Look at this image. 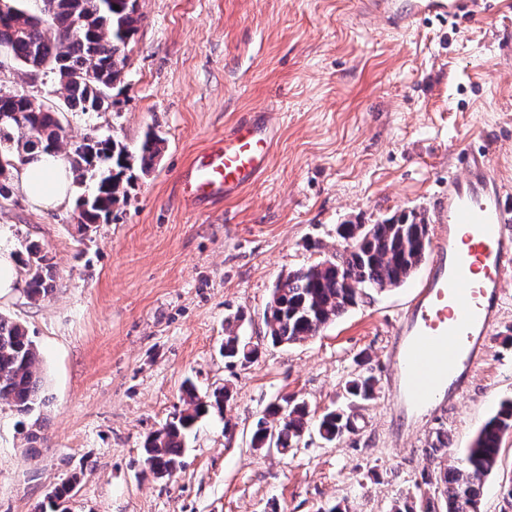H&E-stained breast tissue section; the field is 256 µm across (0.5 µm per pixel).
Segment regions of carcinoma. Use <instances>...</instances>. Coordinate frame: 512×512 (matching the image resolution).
<instances>
[{
	"mask_svg": "<svg viewBox=\"0 0 512 512\" xmlns=\"http://www.w3.org/2000/svg\"><path fill=\"white\" fill-rule=\"evenodd\" d=\"M137 0H42L41 15L8 0L10 18L0 19V52L25 71L52 77L62 106H47L23 90L0 96V114L18 118L0 121V198L12 193L13 170L55 148L76 175V184L95 180L92 192L76 198L78 231L92 224L110 222L112 214L128 198L126 171L138 164L143 174L156 165L165 140L153 131L145 133L137 154L121 141L95 129L81 141L68 144L64 113L99 112L115 106L112 90L124 83L126 49L136 34L142 14ZM119 9H114V6ZM336 234L344 243L324 259L282 275L267 304L264 338L272 345L290 346L317 335L342 317L371 292H382L405 283L421 265L429 243L428 224L415 214L396 224H338ZM20 263L27 275V297L48 298L55 289V270L40 245L25 246ZM240 317L226 320L224 359L245 365L258 355V345L239 335ZM40 353L28 328L0 315V400L20 417L30 443L44 440L42 396L44 379ZM377 378L356 373L345 384L354 401L376 398ZM230 397L228 387L198 395L193 383L184 386V407L171 421L150 434L142 452L153 476L169 478L183 465L185 438L197 420L209 411L223 412ZM309 426V410L303 402L283 397L272 403L252 434L254 448L275 447L282 454L296 448ZM351 426L343 410L325 412L318 420L322 439L333 442ZM512 431V396L499 403L495 415L484 422L469 447L451 463L439 468L433 494L422 492L396 500L391 512H437L435 498L443 500V512H480V496L488 477L498 468L503 438ZM74 489L71 482L47 496L51 512H58Z\"/></svg>",
	"mask_w": 512,
	"mask_h": 512,
	"instance_id": "carcinoma-1",
	"label": "carcinoma"
}]
</instances>
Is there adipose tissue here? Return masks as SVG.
<instances>
[{
	"label": "adipose tissue",
	"mask_w": 512,
	"mask_h": 512,
	"mask_svg": "<svg viewBox=\"0 0 512 512\" xmlns=\"http://www.w3.org/2000/svg\"><path fill=\"white\" fill-rule=\"evenodd\" d=\"M71 180L69 167L47 155L24 165L17 174L23 194L33 206L43 210L70 202Z\"/></svg>",
	"instance_id": "ef3b65f1"
}]
</instances>
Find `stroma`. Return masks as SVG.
<instances>
[{"label":"stroma","mask_w":512,"mask_h":512,"mask_svg":"<svg viewBox=\"0 0 512 512\" xmlns=\"http://www.w3.org/2000/svg\"><path fill=\"white\" fill-rule=\"evenodd\" d=\"M139 8L117 106L66 113L64 125L68 141L96 128L132 151L155 130L166 140L155 168L135 173L127 203L83 234L74 205L38 211L17 189L0 200V247L39 242L56 270L46 300L27 298L21 269L0 294V313L37 343L49 398L33 448L0 402V512H33L71 479L69 512H388L429 490L435 466L423 448L440 433L450 449L468 447L512 396V272L473 377L421 411L400 404L391 351L428 266L295 345L264 343V311L279 276L339 249L337 225L412 210L433 223L461 151L486 155L512 194V0H480L474 13L404 33L364 18L357 0ZM248 117L275 133L266 173L234 200L185 207L183 167ZM238 313L260 354L230 366L221 346ZM363 356L379 390L352 407L343 386ZM187 381L201 394L230 386L231 397L197 424L176 475L157 479L142 444L182 409ZM283 396L315 419L350 408L353 428L333 443L312 428L288 453L253 451L257 421ZM511 484L512 433L481 512H512Z\"/></svg>","instance_id":"stroma-1"}]
</instances>
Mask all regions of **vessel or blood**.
<instances>
[{
    "label": "vessel or blood",
    "mask_w": 512,
    "mask_h": 512,
    "mask_svg": "<svg viewBox=\"0 0 512 512\" xmlns=\"http://www.w3.org/2000/svg\"><path fill=\"white\" fill-rule=\"evenodd\" d=\"M474 0H361L364 15L392 28L425 17L471 12ZM274 132L263 120L237 122L184 168L181 196L188 205L237 198L266 171ZM461 175L448 182V198L435 211L432 271L395 328L399 392L420 410L431 404L449 375L476 364L488 327L512 271V211L484 158L467 154Z\"/></svg>",
    "instance_id": "vessel-or-blood-1"
}]
</instances>
